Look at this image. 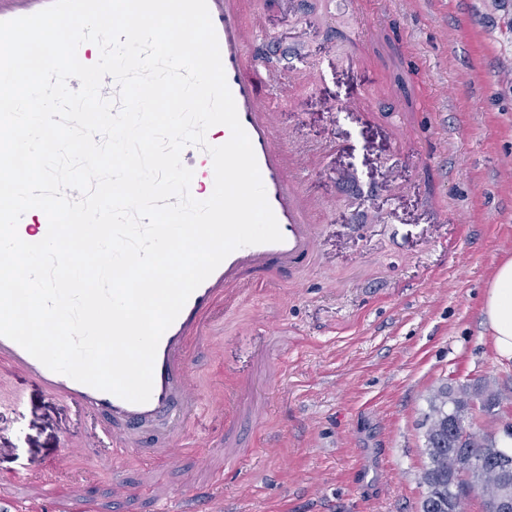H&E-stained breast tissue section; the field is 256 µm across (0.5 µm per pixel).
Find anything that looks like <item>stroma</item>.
Here are the masks:
<instances>
[{
	"label": "stroma",
	"mask_w": 512,
	"mask_h": 512,
	"mask_svg": "<svg viewBox=\"0 0 512 512\" xmlns=\"http://www.w3.org/2000/svg\"><path fill=\"white\" fill-rule=\"evenodd\" d=\"M360 2L358 16L274 0L260 16L280 52L270 69L293 82L270 101L312 171L320 248L303 287L250 290L217 322L222 360L193 366L228 397L251 378L264 412L241 425L222 512H421L436 392L488 380L503 399L495 415L474 411L472 431L512 420V361L482 316L512 257V0ZM365 91L368 105L342 110ZM70 439L112 449L94 414L0 366V478L50 464Z\"/></svg>",
	"instance_id": "1"
}]
</instances>
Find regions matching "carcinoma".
<instances>
[{
    "label": "carcinoma",
    "mask_w": 512,
    "mask_h": 512,
    "mask_svg": "<svg viewBox=\"0 0 512 512\" xmlns=\"http://www.w3.org/2000/svg\"><path fill=\"white\" fill-rule=\"evenodd\" d=\"M501 401V392L480 380L453 390L444 387L434 396L426 432L429 465L421 477L426 487L421 512H448L450 507L463 512L465 500L474 490L483 496L484 512L495 508L494 490L506 479L512 480V472L500 471L489 460L479 471L470 468L469 457L483 455L492 446V436L471 431L468 413L476 402L491 412Z\"/></svg>",
    "instance_id": "1"
}]
</instances>
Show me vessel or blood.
Here are the masks:
<instances>
[{"instance_id":"vessel-or-blood-1","label":"vessel or blood","mask_w":512,"mask_h":512,"mask_svg":"<svg viewBox=\"0 0 512 512\" xmlns=\"http://www.w3.org/2000/svg\"><path fill=\"white\" fill-rule=\"evenodd\" d=\"M52 0H0V21L37 13ZM221 52L228 87L239 120L247 133L258 164L269 205L283 239L238 248L190 295L183 309L160 339L154 362L153 389L144 403H132L110 392L77 382L49 370L14 341L0 337V363L27 374L53 396L95 412L107 424L115 456L103 454L97 443L68 445L51 469H37L22 478L0 482V504L22 506L24 512H102L100 504L86 497L82 488L92 483L99 470H109L111 501L138 500L148 507L171 500L182 489L192 512H220L224 476L236 471L241 459L240 423L250 398L248 379L239 381V397L232 414H225L223 398L212 400V413L224 418V437L208 456L189 458V432L184 425L204 395L193 372L202 354L221 355L224 338L210 322L217 309L232 311L243 300L249 276L258 284L285 280L301 284L319 246V226L314 206L301 178L288 167L291 139L270 106L265 88L271 81L268 55L257 29L246 25L242 0H207ZM181 160L194 172V181L213 182L212 160L194 146L185 147ZM150 446L152 456L165 471L178 473V488H171L153 470L132 479L120 452ZM76 460L88 463L81 481L63 485L59 473Z\"/></svg>"}]
</instances>
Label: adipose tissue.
I'll return each instance as SVG.
<instances>
[{
  "label": "adipose tissue",
  "mask_w": 512,
  "mask_h": 512,
  "mask_svg": "<svg viewBox=\"0 0 512 512\" xmlns=\"http://www.w3.org/2000/svg\"><path fill=\"white\" fill-rule=\"evenodd\" d=\"M482 314L499 357L512 361V259L497 267L487 287Z\"/></svg>",
  "instance_id": "adipose-tissue-1"
}]
</instances>
